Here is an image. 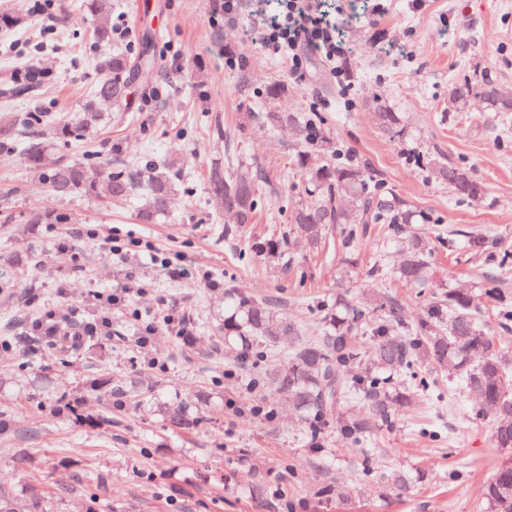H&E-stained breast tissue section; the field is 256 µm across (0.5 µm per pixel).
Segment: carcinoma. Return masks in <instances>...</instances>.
<instances>
[{"label": "carcinoma", "instance_id": "obj_1", "mask_svg": "<svg viewBox=\"0 0 512 512\" xmlns=\"http://www.w3.org/2000/svg\"><path fill=\"white\" fill-rule=\"evenodd\" d=\"M91 9L101 18L94 32L95 42L110 43V0H91ZM153 65V37L146 31L137 57L116 52L99 63L104 78L90 92L78 123L54 122L44 112H29L21 120L26 137H18L14 124L0 129V151L22 148L30 167L58 196L79 191L118 202L144 187L149 198L145 220L168 214L178 195L173 162L154 160L143 166L114 170L112 163L103 160L86 164L59 155L52 164L46 163V155L55 145L76 140L82 129L103 121L101 103L108 102L114 111H121L131 79ZM38 80L28 72L4 88V97L24 95ZM470 97L482 99L491 112H512V98L502 96L497 80L488 72L474 82L452 83L448 87V100L457 106ZM253 122L259 127L274 128L293 122V115L258 112ZM301 136L304 147L328 144L316 116L307 118L301 126ZM334 155L336 162L308 171L301 189L306 199L292 213L289 231L316 248L330 225H343L346 259L354 266L359 262L355 249L359 225L375 224L383 241L397 244L404 259L394 272L375 263L368 272L394 277L409 288L423 283L436 251L435 238L420 231L407 233L404 226L433 224L435 220L407 208L394 193L372 183L353 155L340 149L334 150ZM439 173L458 199L477 202L484 197L483 184L466 169L450 165L439 168ZM208 182L224 211V220L231 224L253 223L262 198L274 191L259 166L229 169L215 165L209 169ZM490 246L495 248L490 253L491 261L498 268L512 266L511 244H498L492 236L469 240V247L476 253H484ZM247 248L258 257L274 256L280 251V242L254 240ZM488 295L496 299L500 325L508 327L512 299L494 291ZM315 313L322 335L301 341L285 365L269 368L256 378L260 386L270 384L276 388L288 406L301 415L312 438L334 425L347 442L359 447L370 435L389 425L394 413L406 409L413 393L420 391L431 399L438 396L442 389L439 379L428 373L418 374L421 362L426 360L439 369H448L475 395V415L490 422L494 446L512 447V366L485 330L479 295L463 288L450 290L434 298L410 326L404 325L402 302L395 297H377L369 308L359 309L338 296L334 304H318ZM365 330L371 331L373 337L368 360L355 343L357 334ZM221 331L224 344L239 348L245 360L266 352L281 336L300 333L295 323L276 315L273 302L247 295L237 296L224 311ZM352 399L363 404L358 414L343 412ZM167 414L173 424L183 429L200 422L187 404L170 408ZM483 495L489 512H512V464L496 470L486 482ZM48 507L49 499L44 495L19 503L0 490V512H48Z\"/></svg>", "mask_w": 512, "mask_h": 512}]
</instances>
